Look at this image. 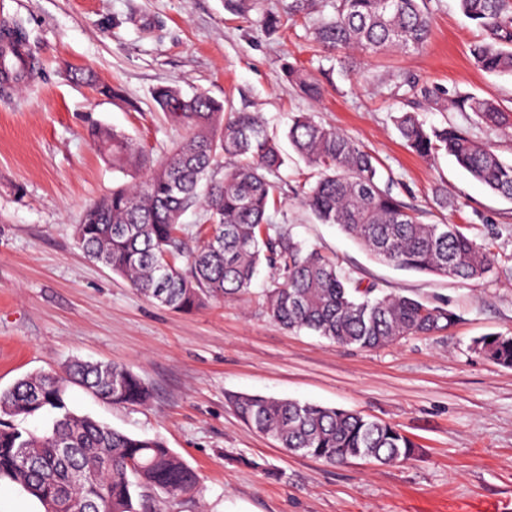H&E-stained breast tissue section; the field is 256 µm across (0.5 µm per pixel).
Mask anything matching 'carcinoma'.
<instances>
[{"label":"carcinoma","instance_id":"cac0c4a2","mask_svg":"<svg viewBox=\"0 0 512 512\" xmlns=\"http://www.w3.org/2000/svg\"><path fill=\"white\" fill-rule=\"evenodd\" d=\"M239 14L261 16L275 33L296 17L318 16L314 40L324 50L352 60L389 52L418 51L427 44L432 19L423 0H288L283 13L264 0H226ZM461 12L485 37L470 46L480 70L512 76V0H458ZM19 38L0 43V77L17 82L33 71ZM288 79L317 98L322 86L303 69L288 67ZM407 85L441 112H471L488 129L512 126V113L472 94L449 96L434 87ZM154 102L184 135L154 163L124 134L98 123L89 139L112 166L143 170V180L120 184L90 204L76 225L84 252L126 278L162 306L192 312L212 300L248 293L260 267L273 276L267 312L289 331L307 330L338 345L375 350L407 336H433L456 321L445 305H431L376 285L364 288L315 249H307L270 212L280 204L274 179L285 164L280 139L256 112L224 107L205 93L185 95L162 85ZM393 123L406 146L422 158L452 157L471 178L512 201V161L489 143L452 123L426 125L415 112ZM316 180L301 202L322 224H333L378 259L396 266L479 281L512 274L498 254L459 224H425L392 189L381 185L376 158L334 126L307 113L285 133ZM199 206L206 228L193 242L182 236L181 217ZM472 348L489 361L512 368V336L489 333ZM67 377L35 373L0 390V482L8 481L42 507L41 512H166V499L191 497L200 476L160 437L124 433L71 410L72 380L114 405H140L150 391L128 368L73 359ZM228 403L253 430L285 450L338 465L352 459L379 464L410 459L415 445L396 426L360 413L299 400L232 394ZM54 413L43 433L21 429L13 419Z\"/></svg>","mask_w":512,"mask_h":512}]
</instances>
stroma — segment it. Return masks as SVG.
Instances as JSON below:
<instances>
[{
    "mask_svg": "<svg viewBox=\"0 0 512 512\" xmlns=\"http://www.w3.org/2000/svg\"><path fill=\"white\" fill-rule=\"evenodd\" d=\"M426 7L433 29L424 49L364 59L360 75L348 77L314 42L312 16L271 34L257 13L231 12L225 0H0V22L25 26L40 66L0 92V390L62 371L73 357L138 374L151 393L145 404L116 406L76 385L68 402L125 433L163 438L199 472L200 493L171 502L170 512H512V368L471 348L485 334H512V276L462 282L375 258L302 206L311 169L294 155L279 173L274 222L361 284L447 305L453 326L376 351L343 347L269 318L262 279L238 298L176 312L88 258L75 237L85 207L132 180L88 139L87 120L163 159L181 131L153 92L172 85L260 113L277 132L298 112L336 126L378 159L422 222L463 225L511 266L512 202L448 156H415L390 119L412 108L426 124L451 121L512 160V128L489 131L472 113L436 111L402 84L408 76L512 109V77L471 60L483 32L458 0ZM291 63L322 81L321 98L288 81ZM74 68L119 86L123 99L74 82ZM441 192L448 208L436 204ZM231 393L356 410L396 425L414 454L395 466L293 455L248 428L227 402Z\"/></svg>",
    "mask_w": 512,
    "mask_h": 512,
    "instance_id": "stroma-1",
    "label": "stroma"
}]
</instances>
